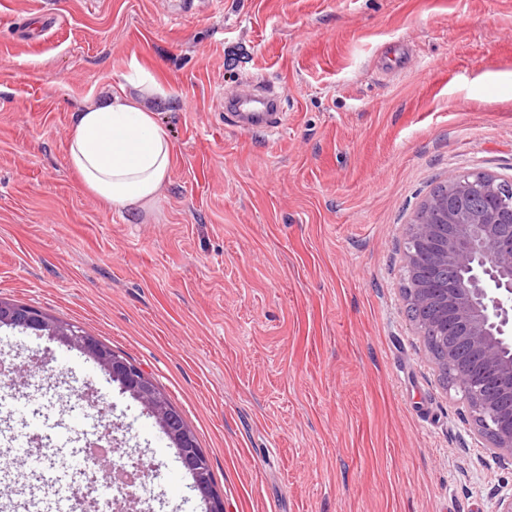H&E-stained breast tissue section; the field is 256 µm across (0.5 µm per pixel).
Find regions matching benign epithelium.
Here are the masks:
<instances>
[{
    "mask_svg": "<svg viewBox=\"0 0 512 512\" xmlns=\"http://www.w3.org/2000/svg\"><path fill=\"white\" fill-rule=\"evenodd\" d=\"M492 198L482 213L468 206L469 191ZM446 224H418L406 233L404 261L411 265L421 247L432 249V261L456 271L444 284L430 279L409 300L428 302L437 295L439 324L448 337L442 363L451 375L448 389L461 396L474 439L495 460L512 465V191L500 190L498 176L467 172L441 204ZM19 318L32 330L61 346L78 350L97 364L122 392L140 402L155 418L159 431L201 473L206 459L185 447V431L164 427L171 407L148 394L155 381L136 364L108 350L100 340L70 325L50 320L35 308L0 315V325Z\"/></svg>",
    "mask_w": 512,
    "mask_h": 512,
    "instance_id": "benign-epithelium-1",
    "label": "benign epithelium"
}]
</instances>
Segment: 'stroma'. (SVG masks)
<instances>
[{"label": "stroma", "mask_w": 512, "mask_h": 512, "mask_svg": "<svg viewBox=\"0 0 512 512\" xmlns=\"http://www.w3.org/2000/svg\"><path fill=\"white\" fill-rule=\"evenodd\" d=\"M155 111L174 164L120 212L67 162L108 86ZM281 125L240 130L239 85ZM512 180V0H0V298L149 373L224 512H494L512 470L473 445L407 318L404 235L438 183ZM0 377L48 460L104 399L154 512H204L144 406L77 350L0 328Z\"/></svg>", "instance_id": "1"}]
</instances>
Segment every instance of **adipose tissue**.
Returning a JSON list of instances; mask_svg holds the SVG:
<instances>
[{
	"label": "adipose tissue",
	"instance_id": "adipose-tissue-1",
	"mask_svg": "<svg viewBox=\"0 0 512 512\" xmlns=\"http://www.w3.org/2000/svg\"><path fill=\"white\" fill-rule=\"evenodd\" d=\"M68 165L90 194L115 209L135 208L157 198L173 146L153 110L112 88L75 113Z\"/></svg>",
	"mask_w": 512,
	"mask_h": 512
}]
</instances>
